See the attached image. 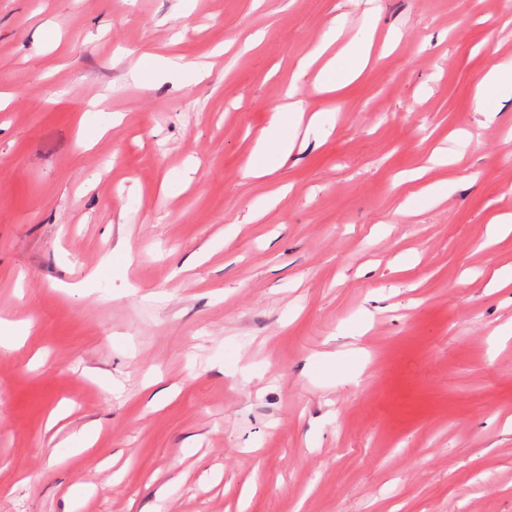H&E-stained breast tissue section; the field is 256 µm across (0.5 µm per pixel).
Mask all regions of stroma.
Listing matches in <instances>:
<instances>
[{"instance_id": "35a3bbf8", "label": "stroma", "mask_w": 512, "mask_h": 512, "mask_svg": "<svg viewBox=\"0 0 512 512\" xmlns=\"http://www.w3.org/2000/svg\"><path fill=\"white\" fill-rule=\"evenodd\" d=\"M341 14L368 68L251 178ZM508 62L512 0H0V512H512ZM185 65H180L172 60L154 54H143L139 58L136 68L143 72H153L158 71L162 74H166L172 72L174 70L180 69ZM512 92V66H495L479 80L475 92V109L492 119L496 115V96ZM305 112L301 99L278 106L274 109L269 127L258 140L246 164L247 174L254 178L271 175L275 169L267 162V157L276 154L287 156L294 149L298 128Z\"/></svg>"}]
</instances>
